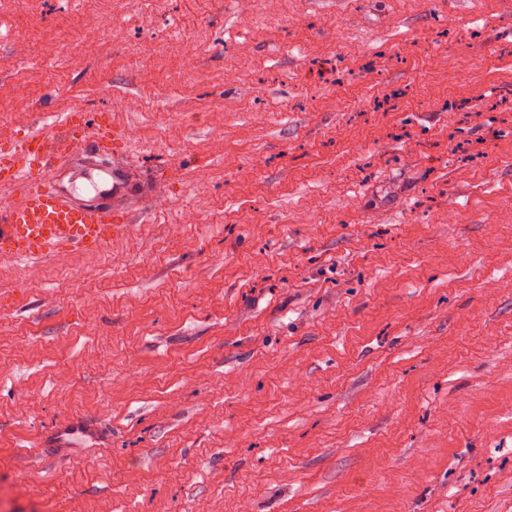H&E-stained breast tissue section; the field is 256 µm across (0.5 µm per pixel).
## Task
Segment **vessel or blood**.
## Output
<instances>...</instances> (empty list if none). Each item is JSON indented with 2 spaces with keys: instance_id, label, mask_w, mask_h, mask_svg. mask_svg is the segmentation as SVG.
<instances>
[{
  "instance_id": "b4317fda",
  "label": "vessel or blood",
  "mask_w": 512,
  "mask_h": 512,
  "mask_svg": "<svg viewBox=\"0 0 512 512\" xmlns=\"http://www.w3.org/2000/svg\"><path fill=\"white\" fill-rule=\"evenodd\" d=\"M121 137L112 125L111 112L91 117L72 112L60 128L11 139L7 148L0 149V183L15 190L9 202L0 205V254L28 260L111 242L133 217L127 205L126 171L101 164L111 154L113 141ZM77 144L89 156L85 170L105 169L112 182L111 188L97 189L90 200L77 197L55 178L74 159Z\"/></svg>"
}]
</instances>
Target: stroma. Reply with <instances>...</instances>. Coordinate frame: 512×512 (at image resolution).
Instances as JSON below:
<instances>
[{"mask_svg":"<svg viewBox=\"0 0 512 512\" xmlns=\"http://www.w3.org/2000/svg\"><path fill=\"white\" fill-rule=\"evenodd\" d=\"M102 110L164 204L0 257V512H512V0H0V123Z\"/></svg>","mask_w":512,"mask_h":512,"instance_id":"1","label":"stroma"}]
</instances>
